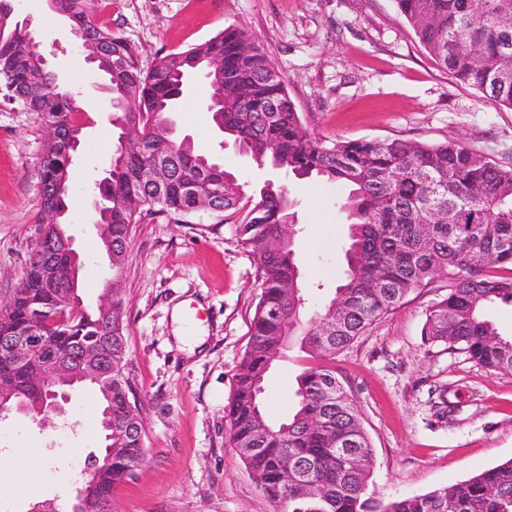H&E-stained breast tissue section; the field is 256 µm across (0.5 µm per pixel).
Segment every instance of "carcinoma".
<instances>
[{
    "instance_id": "obj_1",
    "label": "carcinoma",
    "mask_w": 512,
    "mask_h": 512,
    "mask_svg": "<svg viewBox=\"0 0 512 512\" xmlns=\"http://www.w3.org/2000/svg\"><path fill=\"white\" fill-rule=\"evenodd\" d=\"M424 48L457 81L512 109V0H396ZM112 0H57L109 78L112 111L140 151L114 153L109 175L95 183L101 200L100 239L112 251V298L120 309L107 328L95 311L65 301L58 283L79 278V253L65 248L52 226L42 228L40 250L29 253L13 291L0 337L25 335L42 325L49 345L75 355L112 336V358L126 357L121 272L132 227L144 221L191 215L189 186L216 192L223 212L247 209L239 224L242 245L260 276V299L250 346L236 375L228 408L233 447L261 482L278 512H512V459L471 478L424 494L383 500L369 492L373 450L359 412L326 364L296 378L294 412L273 422L256 385L278 360L284 343L331 359L436 278L448 295L426 315L424 335L445 343L491 372H512V335L488 320V305L512 306V166H503L463 144L404 139L326 140L305 127L288 95L285 76L248 32L229 26L187 50L158 56L149 71L138 51L112 25L95 19ZM224 58V69L211 66ZM201 74L212 93L207 112L214 125L250 154L298 179L349 187L347 272L334 296L311 316L293 240L294 223L284 189L266 185L248 195L236 176L190 140H177L167 115L176 111L187 78ZM0 95L37 113L46 129L80 139L76 93L47 65L40 42L0 5ZM274 143L277 153L268 150ZM73 159L58 136L46 138L38 169L41 210H68ZM154 167L153 179L142 178ZM46 371L40 359L19 366L0 353V379L14 381L32 404L43 399L31 383ZM101 413L112 415V457L96 471L97 496L115 489L145 463L143 430L130 417L134 395L128 378L112 379V392L92 385Z\"/></svg>"
}]
</instances>
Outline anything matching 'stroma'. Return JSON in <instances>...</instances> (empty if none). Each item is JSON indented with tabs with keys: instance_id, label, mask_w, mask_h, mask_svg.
I'll use <instances>...</instances> for the list:
<instances>
[{
	"instance_id": "1",
	"label": "stroma",
	"mask_w": 512,
	"mask_h": 512,
	"mask_svg": "<svg viewBox=\"0 0 512 512\" xmlns=\"http://www.w3.org/2000/svg\"><path fill=\"white\" fill-rule=\"evenodd\" d=\"M29 20L60 80L80 102L107 101L104 81L50 0H9ZM112 26L140 53L189 49L240 26L285 75L304 125L333 140L457 141L512 165V110L457 82L426 51L395 0H112ZM209 89L190 79L170 119L176 137L218 157L246 191L285 186L293 203L307 311L346 277L345 186L257 166L214 126ZM63 226L84 264L81 294L99 304L112 266L92 224L94 181L118 130L111 112L83 110ZM46 130L37 114L0 100V299L21 279L41 208L37 177ZM238 213L202 210L134 225L123 271L124 372L137 399L146 463L112 498V512H277L230 443L226 415L251 337L259 273ZM448 291L439 278L409 293L337 354L336 376L358 407L374 464L370 488L389 500L451 486L512 458V373H492L425 341L426 311ZM315 359L290 347L267 375L268 417L292 414L297 375ZM99 402L77 388L44 425L0 419V512L45 499L71 512L75 480L102 446Z\"/></svg>"
}]
</instances>
